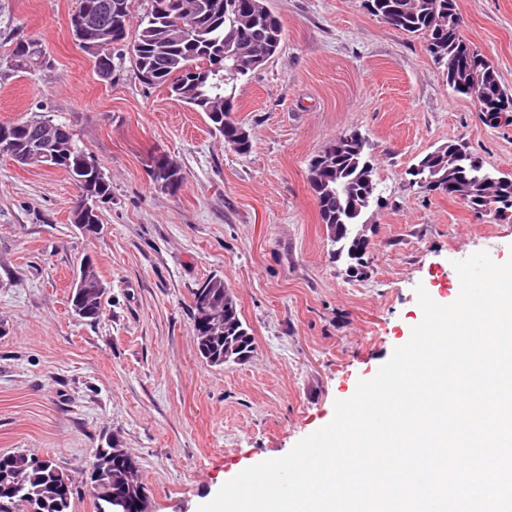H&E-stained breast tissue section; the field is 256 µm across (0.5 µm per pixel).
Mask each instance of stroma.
Wrapping results in <instances>:
<instances>
[{
    "mask_svg": "<svg viewBox=\"0 0 512 512\" xmlns=\"http://www.w3.org/2000/svg\"><path fill=\"white\" fill-rule=\"evenodd\" d=\"M280 53L242 77L232 116L252 133L240 154L204 113L144 84L130 56L101 79L78 46V0H0V122L42 113L69 125L112 182L101 234L71 222L61 169L0 155V453L53 462L74 480L70 512H97L91 475L113 442L135 459L150 512H197L249 466L279 458L327 425L334 402L373 378L422 319L417 286L438 303L460 292L456 261L512 259V217L412 186L409 166L462 142L512 178V125H486L471 98L362 0H266ZM463 37L512 89V0H457ZM42 67L12 68L17 39ZM359 132L381 202L366 277L347 279L321 223L309 161ZM181 163L174 195L152 156ZM92 257L107 287L100 319L70 309ZM223 276L253 351L211 366L194 341L191 292Z\"/></svg>",
    "mask_w": 512,
    "mask_h": 512,
    "instance_id": "1",
    "label": "stroma"
}]
</instances>
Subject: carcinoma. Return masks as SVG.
<instances>
[{"label":"carcinoma","mask_w":512,"mask_h":512,"mask_svg":"<svg viewBox=\"0 0 512 512\" xmlns=\"http://www.w3.org/2000/svg\"><path fill=\"white\" fill-rule=\"evenodd\" d=\"M115 1L124 5V24L114 33L113 40L127 41L132 18L131 0H79L70 25H76L83 10L96 9ZM165 2L150 0V8L140 18L134 40L127 41L129 53L138 73L149 76L148 84L165 86L171 97L197 112L201 108L194 99L202 94H215L217 89L198 83L196 73L217 60L224 61L223 93L231 100L236 81L248 74V71L235 67L233 58L229 57L235 43L261 50L269 36L276 37L279 42L283 39L281 21L271 12L260 16L249 26L236 27V12L247 8L250 0H179V13L164 12ZM371 3L372 6L366 7L369 14L409 35L424 38L427 53L445 67L448 83L454 92L470 97L472 91L480 90L476 102L481 114L512 112V91L502 86L490 62H485L475 77L458 66L462 34L456 0H371ZM190 14L195 17V34L177 46L172 45L170 34L177 31L181 21ZM11 56L14 67L19 70L40 67L44 63L43 51L34 41H17ZM44 119V115H34L17 121V127L12 130L13 136L19 140L30 137L33 127ZM207 119L212 131L226 143L240 126L229 111L221 119L211 115ZM60 127L64 134L71 136V157L58 163L46 160L44 164H57L77 186L80 179H85L93 185V191L100 200L109 199L112 195L110 179L101 181L80 167L79 161L87 152L78 144L68 125L62 123ZM456 149L457 145L450 143L427 153L408 169L407 174L420 182L422 189L432 180L444 182L462 178L469 181L464 197L477 211L488 207L487 199L494 190L512 193V179L496 186L487 183L486 178L492 173L483 168H473L469 160L455 161ZM320 154L329 161V169L323 174L327 186L314 188L319 215L331 242L338 245V253L348 255L353 233L363 217V213L356 212V209L367 200L379 199L374 166L365 152L346 148L338 140L328 143ZM83 286L92 310L88 320L92 323L99 319L103 305L101 291L104 284L96 268L84 273ZM200 291L210 295L211 306L219 313H224L226 308L235 311V321L224 325L221 337L210 340L207 347L222 356L224 337L229 336L232 343L241 347L240 353H232L229 358H244L253 346V338L240 318L234 296L224 285V277L217 274L208 277L192 291V296H197ZM128 466L127 460L114 456L108 466L92 475L94 495L103 502L99 512H105V507L110 505L114 479ZM60 473L61 470L51 461L24 452L0 455V512H68L72 483H63Z\"/></svg>","instance_id":"obj_1"}]
</instances>
